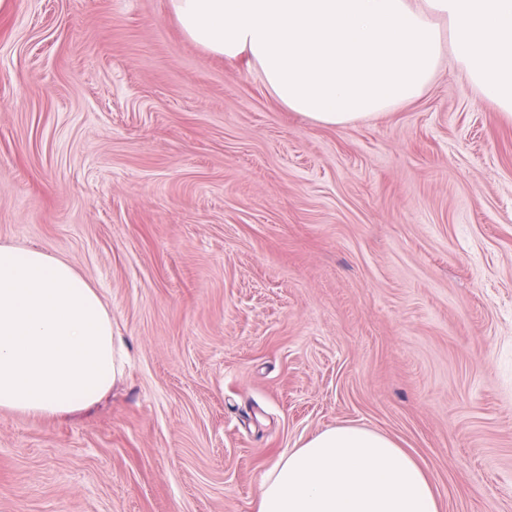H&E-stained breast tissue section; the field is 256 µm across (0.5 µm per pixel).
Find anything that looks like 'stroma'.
Listing matches in <instances>:
<instances>
[{"label":"stroma","instance_id":"obj_1","mask_svg":"<svg viewBox=\"0 0 512 512\" xmlns=\"http://www.w3.org/2000/svg\"><path fill=\"white\" fill-rule=\"evenodd\" d=\"M0 244L71 262L128 354L90 410H0V512H252L340 423L512 512V121L452 60L324 127L168 0H5Z\"/></svg>","mask_w":512,"mask_h":512}]
</instances>
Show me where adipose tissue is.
Wrapping results in <instances>:
<instances>
[{"label":"adipose tissue","instance_id":"ef3b65f1","mask_svg":"<svg viewBox=\"0 0 512 512\" xmlns=\"http://www.w3.org/2000/svg\"><path fill=\"white\" fill-rule=\"evenodd\" d=\"M183 35L245 59L280 105L336 127L417 100L450 53L512 119V0H169ZM124 341L67 260L0 244V410L60 416L94 405ZM254 512H441L419 461L352 424L324 429L266 471Z\"/></svg>","mask_w":512,"mask_h":512}]
</instances>
